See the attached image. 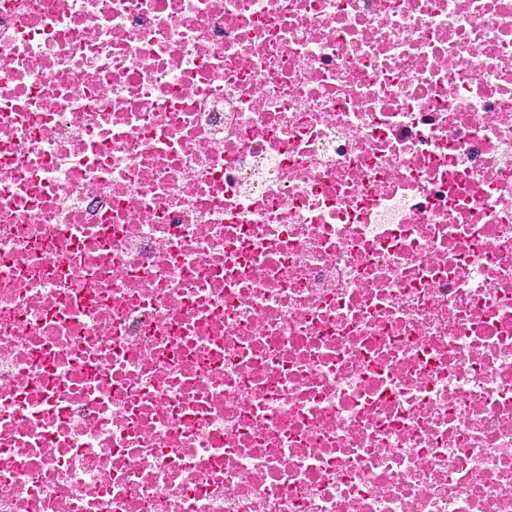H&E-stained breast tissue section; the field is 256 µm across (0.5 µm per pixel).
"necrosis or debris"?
I'll use <instances>...</instances> for the list:
<instances>
[{
  "instance_id": "4bbe7bcc",
  "label": "necrosis or debris",
  "mask_w": 512,
  "mask_h": 512,
  "mask_svg": "<svg viewBox=\"0 0 512 512\" xmlns=\"http://www.w3.org/2000/svg\"><path fill=\"white\" fill-rule=\"evenodd\" d=\"M0 512H512V0H0Z\"/></svg>"
}]
</instances>
